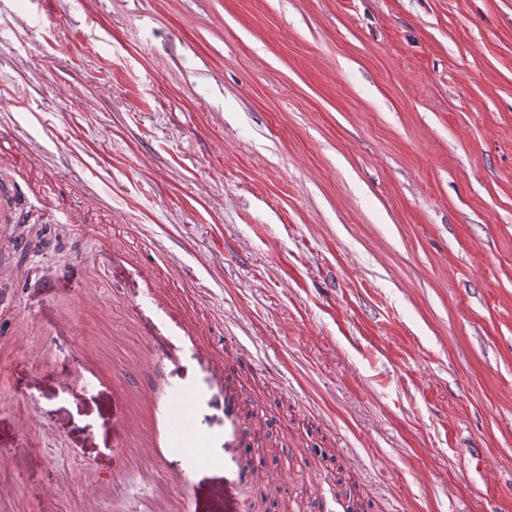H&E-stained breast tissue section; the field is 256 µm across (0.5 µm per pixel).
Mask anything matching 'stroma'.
Instances as JSON below:
<instances>
[{
    "label": "stroma",
    "instance_id": "obj_1",
    "mask_svg": "<svg viewBox=\"0 0 512 512\" xmlns=\"http://www.w3.org/2000/svg\"><path fill=\"white\" fill-rule=\"evenodd\" d=\"M0 148V512H145L186 461L119 420L175 386L197 512H512V0H0ZM110 254L113 263L126 265L137 272L143 294L150 307L162 312L175 336H187L197 341L196 329L184 320L181 311L174 306L173 298L166 289L167 284L158 279L152 269L140 265L128 252L123 253L118 249H112ZM251 430L237 399L231 394L224 396V448L232 462L237 464V448H246Z\"/></svg>",
    "mask_w": 512,
    "mask_h": 512
}]
</instances>
